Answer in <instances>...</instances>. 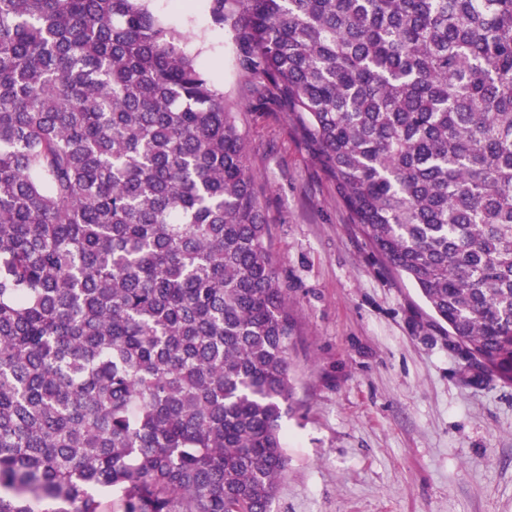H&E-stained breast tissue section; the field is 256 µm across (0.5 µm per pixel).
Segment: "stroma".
<instances>
[{"mask_svg": "<svg viewBox=\"0 0 512 512\" xmlns=\"http://www.w3.org/2000/svg\"><path fill=\"white\" fill-rule=\"evenodd\" d=\"M238 106L291 301L288 469L272 512H512V384L463 381L418 289L373 251L296 114L209 0H147Z\"/></svg>", "mask_w": 512, "mask_h": 512, "instance_id": "1", "label": "stroma"}]
</instances>
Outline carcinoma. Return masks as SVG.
I'll list each match as a JSON object with an SVG mask.
<instances>
[{
	"mask_svg": "<svg viewBox=\"0 0 512 512\" xmlns=\"http://www.w3.org/2000/svg\"><path fill=\"white\" fill-rule=\"evenodd\" d=\"M210 12L511 383L512 0ZM236 109L146 0H0V512H270L295 328Z\"/></svg>",
	"mask_w": 512,
	"mask_h": 512,
	"instance_id": "cac0c4a2",
	"label": "carcinoma"
}]
</instances>
